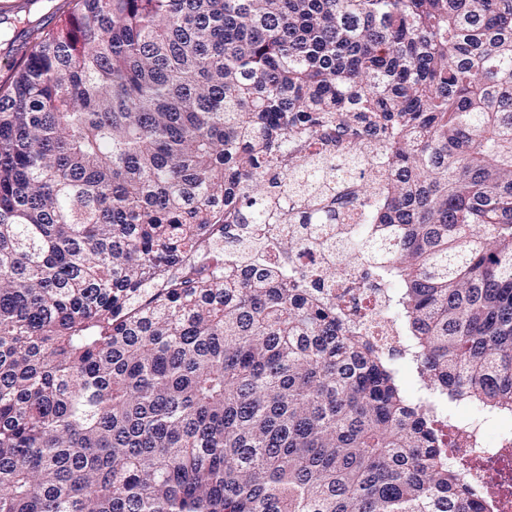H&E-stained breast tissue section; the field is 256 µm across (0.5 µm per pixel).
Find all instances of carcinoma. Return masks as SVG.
<instances>
[{
    "mask_svg": "<svg viewBox=\"0 0 512 512\" xmlns=\"http://www.w3.org/2000/svg\"><path fill=\"white\" fill-rule=\"evenodd\" d=\"M67 5L0 81V512L493 507L444 429L512 415V0ZM336 122L389 136L355 247L415 400L252 236ZM226 214L224 272L176 280Z\"/></svg>",
    "mask_w": 512,
    "mask_h": 512,
    "instance_id": "obj_1",
    "label": "carcinoma"
}]
</instances>
